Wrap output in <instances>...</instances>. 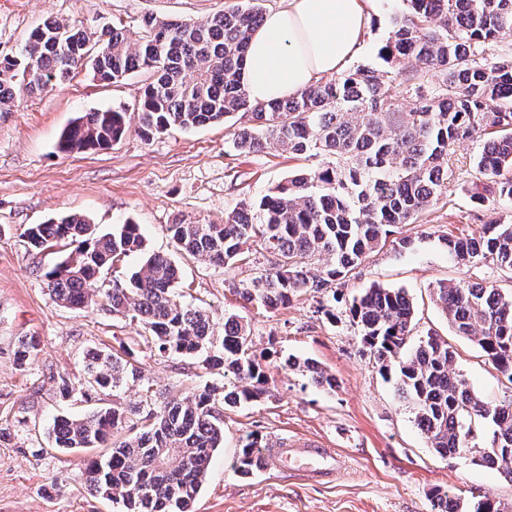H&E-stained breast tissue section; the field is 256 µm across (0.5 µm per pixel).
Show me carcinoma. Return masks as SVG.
Returning <instances> with one entry per match:
<instances>
[{"label": "carcinoma", "mask_w": 512, "mask_h": 512, "mask_svg": "<svg viewBox=\"0 0 512 512\" xmlns=\"http://www.w3.org/2000/svg\"><path fill=\"white\" fill-rule=\"evenodd\" d=\"M402 2L404 9L378 50L384 67L358 66L271 103L252 101L239 82L251 34L264 17L255 7L232 6L205 23L146 15L133 25L103 24L94 32L47 20L31 31L19 54L0 56V112L83 67L106 86L145 74L137 127L145 140L171 128L226 124L242 112L251 126L229 132L237 151L257 154L275 145L292 158H323L258 204L228 213L222 224L169 227L181 254L213 267L243 260V246L259 240L276 260L244 285L240 296L266 309L284 306L308 288L348 278L386 245L394 228L417 223L443 200L448 151L479 130L486 139L470 198L512 205V0ZM404 59L411 60V68L401 65ZM128 130L121 110L86 112L62 132L58 150L106 149ZM24 237L40 250L74 246L44 273L54 302L105 307L137 322L150 352L200 358L205 368H222L233 377L219 388L173 395L157 411L96 408L54 421V448L108 449L89 461L87 483L122 512H192L211 458L224 447V407L262 395L267 365L252 352L250 331L230 314L224 317V336L215 339L206 311L177 300L180 268L164 255L146 256L126 283L96 287L104 270L145 252L138 224L127 221L103 232L86 216L73 214L31 224ZM441 240L460 265L492 263L512 272V222L494 221ZM321 259L323 275L314 279L309 266ZM431 293L455 335L473 342L512 385V292L479 282L439 281ZM349 317L381 374L394 378L430 447L442 457H469L512 480V398L493 404L478 395L453 370L452 346L437 335L406 352L416 310L401 288L364 289L352 299ZM37 353L38 342L23 337L14 356L22 366ZM285 363L312 384L336 389V377L314 361L289 357ZM83 365L80 389L88 400L138 380L133 364L115 352L88 350ZM486 426L492 444L478 448L473 440ZM258 447L255 438L244 444L238 474H252ZM442 498V512L508 510L486 497L473 502L445 493Z\"/></svg>", "instance_id": "obj_1"}]
</instances>
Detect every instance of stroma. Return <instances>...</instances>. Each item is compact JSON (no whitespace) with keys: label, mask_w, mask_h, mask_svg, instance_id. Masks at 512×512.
<instances>
[{"label":"stroma","mask_w":512,"mask_h":512,"mask_svg":"<svg viewBox=\"0 0 512 512\" xmlns=\"http://www.w3.org/2000/svg\"><path fill=\"white\" fill-rule=\"evenodd\" d=\"M225 3L0 0V56L18 54L30 31L49 17L88 25L144 15L204 23ZM373 6L376 17L355 63L378 68L377 49L388 37L398 4L374 0ZM143 84L137 75L103 87L82 70L52 90L20 100L13 111L0 112V512H116L86 483L89 454L58 452L50 437L60 412L80 416L93 408L81 393L65 401L57 394L59 377L82 378L84 350L123 353L139 372V381L104 395L107 407L139 405L146 384L168 394L223 382L219 370L203 368L197 360L150 354L139 326L129 319L99 307L74 309L53 302L44 273L70 250L35 251L22 231L74 213L104 231L128 220L139 224L147 252L173 257L181 266L182 303L205 307L219 336L225 314L237 315L251 330L254 354L268 366L263 395L225 410L224 446L211 460L193 512H433V494L456 489L512 505V480L429 448L392 383L364 353L348 317L353 297L364 288L406 289L417 310L408 347L429 333L448 339L455 371L477 393L490 402L512 397V385L475 344L453 334L431 296L432 284L440 280L512 287V274L490 264L457 265L438 242L441 234L467 235L496 218L512 221V210L469 197L483 134L454 146L448 204L397 228V237L412 238L414 248L387 243L350 279L266 310L237 293L256 272L271 266L272 256L260 242L249 243L246 261L215 268L178 254L169 227L223 223L225 214L242 203H258L306 168V161L274 147L239 154L221 125L174 128L148 141L131 131L104 150L58 151L62 130L81 113L123 109L130 121H137ZM329 309L335 310V320L327 319ZM22 336L40 343L37 359L23 368L13 356ZM287 354L313 360L335 375L336 390L315 386L300 371L282 366L280 358ZM251 435L268 448L282 447L287 440H318L344 460L345 468L326 482L278 469L265 459L253 474L240 476L234 465Z\"/></svg>","instance_id":"obj_1"}]
</instances>
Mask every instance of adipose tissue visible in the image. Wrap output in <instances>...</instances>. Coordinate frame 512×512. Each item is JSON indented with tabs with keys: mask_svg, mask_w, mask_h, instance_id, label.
<instances>
[{
	"mask_svg": "<svg viewBox=\"0 0 512 512\" xmlns=\"http://www.w3.org/2000/svg\"><path fill=\"white\" fill-rule=\"evenodd\" d=\"M371 0H288L253 32L241 73L252 100L295 96L341 73L373 22Z\"/></svg>",
	"mask_w": 512,
	"mask_h": 512,
	"instance_id": "1",
	"label": "adipose tissue"
}]
</instances>
